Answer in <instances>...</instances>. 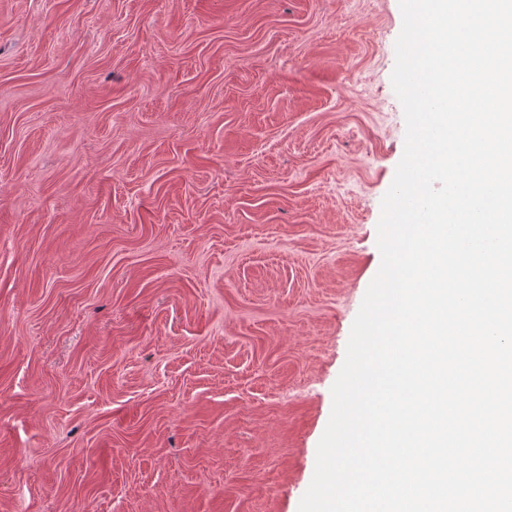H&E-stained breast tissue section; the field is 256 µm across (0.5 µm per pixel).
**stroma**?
Listing matches in <instances>:
<instances>
[{
  "mask_svg": "<svg viewBox=\"0 0 512 512\" xmlns=\"http://www.w3.org/2000/svg\"><path fill=\"white\" fill-rule=\"evenodd\" d=\"M399 0H0V512H298L403 156Z\"/></svg>",
  "mask_w": 512,
  "mask_h": 512,
  "instance_id": "stroma-1",
  "label": "stroma"
}]
</instances>
